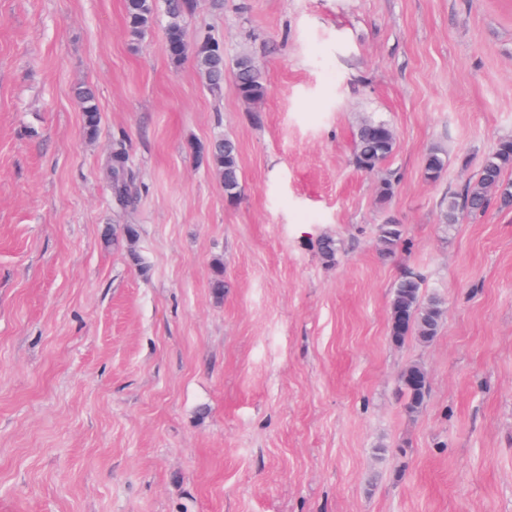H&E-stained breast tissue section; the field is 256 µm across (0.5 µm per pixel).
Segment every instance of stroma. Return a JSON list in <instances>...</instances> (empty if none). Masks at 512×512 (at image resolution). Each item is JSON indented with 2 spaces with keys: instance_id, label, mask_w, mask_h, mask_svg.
Segmentation results:
<instances>
[{
  "instance_id": "stroma-1",
  "label": "stroma",
  "mask_w": 512,
  "mask_h": 512,
  "mask_svg": "<svg viewBox=\"0 0 512 512\" xmlns=\"http://www.w3.org/2000/svg\"><path fill=\"white\" fill-rule=\"evenodd\" d=\"M167 24L164 0L137 39L125 0H0V512H512V208L441 222L512 136V0H197L186 38L223 41L218 93L171 62ZM368 117L396 133L370 173ZM224 137L233 203L193 153ZM125 224L137 239L107 243ZM409 272L446 306L428 344L389 338ZM234 81L239 96L246 101H258L266 93V79L248 55H241L237 58ZM77 103L82 112L87 133L96 134L101 122V114L94 90L90 87L80 89L77 92ZM394 147L395 133L389 123L364 119L356 132V166L360 170L373 172L393 154ZM112 155H114V161H123V166L116 170L112 167V156L108 164V175L112 177L113 181V194L114 197L118 198L119 202L127 203L132 198L131 185L133 183V176L127 166L126 152L123 148H120L115 150ZM120 173L122 174L121 177L118 176ZM403 231L400 224L391 219L384 220L377 226V242L382 253H395L402 242ZM400 391L405 397V408L414 413L422 408L428 393L425 370L418 364L409 365L400 375Z\"/></svg>"
}]
</instances>
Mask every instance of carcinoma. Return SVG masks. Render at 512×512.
Returning a JSON list of instances; mask_svg holds the SVG:
<instances>
[{"mask_svg":"<svg viewBox=\"0 0 512 512\" xmlns=\"http://www.w3.org/2000/svg\"><path fill=\"white\" fill-rule=\"evenodd\" d=\"M196 0H167L169 22L165 31L166 50L172 62L178 64L191 58L196 70L205 79L209 89L219 92L224 86V52L213 51L206 45L187 41L183 18L193 13ZM126 22L130 35L140 37L149 26L153 16L152 0H125ZM234 81L241 98L258 101L266 93L267 84L262 71L248 55L237 58ZM77 103L83 115L87 133H97L101 114L95 92L82 88L77 92ZM395 147V133L391 125L383 120H363L356 132L355 163L358 169L373 172L389 158ZM197 158L206 161L221 176L224 195L229 200L240 196L241 171L238 147L230 138L218 139L195 151ZM446 166V159L437 150L430 151L423 162L427 179L437 180ZM512 170V138L498 141L493 151L485 157L476 175L465 184L460 193L448 195L441 213L444 224H458L466 218L484 214L492 204L502 209L512 207V182L504 175ZM112 177L113 194L121 203L132 198L133 176L128 166L118 169L108 167ZM401 226L391 219L377 226V242L382 253H395L402 242ZM318 253L324 263H336V241L327 236L318 241ZM444 315V303L437 296L424 295L423 279L416 273L405 274L395 285L390 301L389 333L395 344L403 343L407 337L415 336L428 343L438 334ZM400 391L405 397V408L414 413L422 408L428 393L425 370L418 364L408 366L400 375Z\"/></svg>","mask_w":512,"mask_h":512,"instance_id":"1","label":"carcinoma"}]
</instances>
